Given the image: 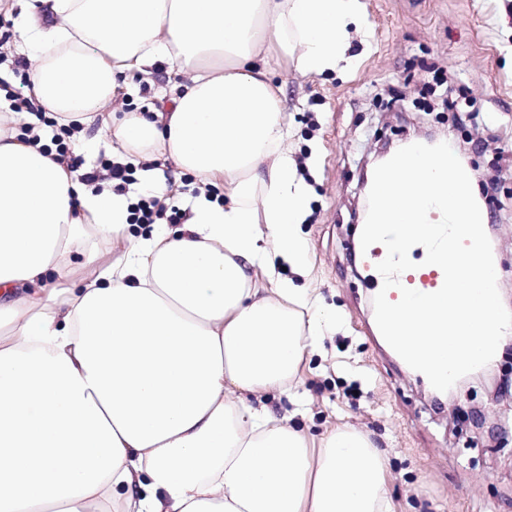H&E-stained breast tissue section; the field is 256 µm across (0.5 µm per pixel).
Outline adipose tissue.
Segmentation results:
<instances>
[{"instance_id": "adipose-tissue-1", "label": "adipose tissue", "mask_w": 512, "mask_h": 512, "mask_svg": "<svg viewBox=\"0 0 512 512\" xmlns=\"http://www.w3.org/2000/svg\"><path fill=\"white\" fill-rule=\"evenodd\" d=\"M16 29L74 153L95 126L138 177L163 154L198 193L142 230L127 195L0 126V512H394L368 434L315 438L265 401L305 414L336 323L302 284L310 191L273 66L352 68L362 0H29ZM159 72L157 106L112 113L125 76Z\"/></svg>"}]
</instances>
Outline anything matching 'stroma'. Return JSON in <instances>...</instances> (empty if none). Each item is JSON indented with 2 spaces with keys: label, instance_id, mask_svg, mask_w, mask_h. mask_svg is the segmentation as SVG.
Returning a JSON list of instances; mask_svg holds the SVG:
<instances>
[{
  "label": "stroma",
  "instance_id": "35a3bbf8",
  "mask_svg": "<svg viewBox=\"0 0 512 512\" xmlns=\"http://www.w3.org/2000/svg\"><path fill=\"white\" fill-rule=\"evenodd\" d=\"M367 39H352L358 65L320 77L293 65L285 122L296 158H307L311 203L301 232L309 283L340 322L306 363L299 390L310 401L297 423L313 436L336 424L368 433L388 458L397 512H512V329L453 406L436 408L433 388L394 356L374 329L376 293L358 246L360 175L382 144L450 132L471 150L495 246L497 286L512 311V0H363ZM446 70L437 83L431 62ZM357 388L358 398L347 396Z\"/></svg>",
  "mask_w": 512,
  "mask_h": 512
}]
</instances>
